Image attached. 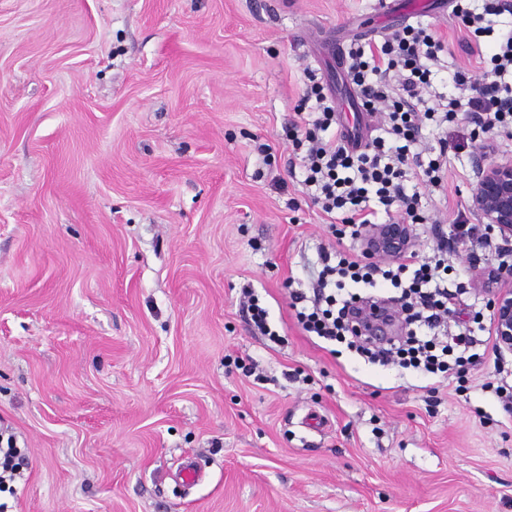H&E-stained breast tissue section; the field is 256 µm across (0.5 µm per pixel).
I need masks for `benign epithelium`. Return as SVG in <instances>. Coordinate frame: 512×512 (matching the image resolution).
<instances>
[{"instance_id": "benign-epithelium-1", "label": "benign epithelium", "mask_w": 512, "mask_h": 512, "mask_svg": "<svg viewBox=\"0 0 512 512\" xmlns=\"http://www.w3.org/2000/svg\"><path fill=\"white\" fill-rule=\"evenodd\" d=\"M476 176L471 185L469 211L479 223L505 242L512 241V159L488 160L482 152L475 159ZM363 250L369 258H402L412 250L408 224H370ZM474 282L490 295L491 330L499 352L512 354V268L477 269Z\"/></svg>"}]
</instances>
